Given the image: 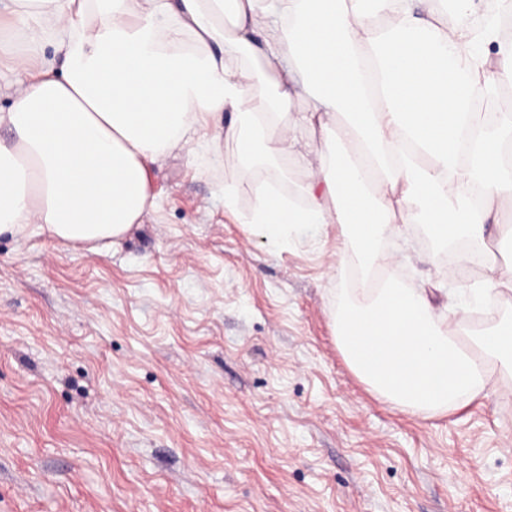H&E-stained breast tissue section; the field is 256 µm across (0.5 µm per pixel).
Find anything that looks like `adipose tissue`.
Listing matches in <instances>:
<instances>
[{
    "label": "adipose tissue",
    "mask_w": 512,
    "mask_h": 512,
    "mask_svg": "<svg viewBox=\"0 0 512 512\" xmlns=\"http://www.w3.org/2000/svg\"><path fill=\"white\" fill-rule=\"evenodd\" d=\"M445 0H0L23 42L0 43L20 69L0 127V236L73 244L123 237L154 208L150 169L182 144L234 139L245 171H269L243 223L285 248L344 228L354 277L333 317L357 376L400 411L431 415L482 392L490 366L512 372V316L461 342L422 291L365 282L400 224L435 243L482 246L512 204V113L478 104L512 62L500 24L440 22ZM270 94L251 104L256 76ZM303 98L307 108L293 111ZM289 122H282L285 113ZM230 116L223 133L218 118Z\"/></svg>",
    "instance_id": "obj_1"
}]
</instances>
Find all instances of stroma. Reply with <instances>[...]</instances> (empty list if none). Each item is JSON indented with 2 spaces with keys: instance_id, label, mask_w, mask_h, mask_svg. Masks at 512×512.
Segmentation results:
<instances>
[{
  "instance_id": "stroma-1",
  "label": "stroma",
  "mask_w": 512,
  "mask_h": 512,
  "mask_svg": "<svg viewBox=\"0 0 512 512\" xmlns=\"http://www.w3.org/2000/svg\"><path fill=\"white\" fill-rule=\"evenodd\" d=\"M150 182L154 210L99 247L0 236V512H512V373L442 414L391 408L333 335L340 225L285 249L252 233L231 141ZM396 236L411 259L378 278L446 285L423 225ZM458 274L434 312H512V292L462 304L482 266Z\"/></svg>"
}]
</instances>
